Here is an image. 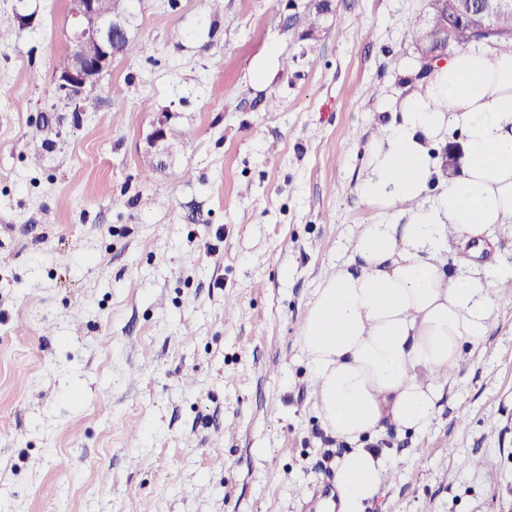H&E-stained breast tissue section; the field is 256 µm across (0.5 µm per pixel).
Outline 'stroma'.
I'll return each instance as SVG.
<instances>
[{"instance_id": "1", "label": "stroma", "mask_w": 512, "mask_h": 512, "mask_svg": "<svg viewBox=\"0 0 512 512\" xmlns=\"http://www.w3.org/2000/svg\"><path fill=\"white\" fill-rule=\"evenodd\" d=\"M129 0L131 50L74 111L67 0H0V512H310L350 444L300 327L383 211L367 149L425 0ZM194 132L165 171L156 113ZM362 512H512V288Z\"/></svg>"}]
</instances>
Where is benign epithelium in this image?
Returning <instances> with one entry per match:
<instances>
[{"label": "benign epithelium", "instance_id": "1", "mask_svg": "<svg viewBox=\"0 0 512 512\" xmlns=\"http://www.w3.org/2000/svg\"><path fill=\"white\" fill-rule=\"evenodd\" d=\"M65 37L72 53L57 71V90L61 98L84 110L85 92L99 81L103 70L116 56L115 47L129 40V20L116 13L105 0H72ZM177 119L174 112H160L146 138V154L155 168H164L171 157L169 126Z\"/></svg>", "mask_w": 512, "mask_h": 512}]
</instances>
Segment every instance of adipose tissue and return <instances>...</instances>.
Wrapping results in <instances>:
<instances>
[{
    "label": "adipose tissue",
    "mask_w": 512,
    "mask_h": 512,
    "mask_svg": "<svg viewBox=\"0 0 512 512\" xmlns=\"http://www.w3.org/2000/svg\"><path fill=\"white\" fill-rule=\"evenodd\" d=\"M452 131L447 174L434 153ZM358 193L390 218L361 225L300 331L323 424L352 445L336 470L340 512H361L393 466L359 440L431 424L512 281V268L488 263L451 272L448 247L483 250L493 225L512 223V53L468 48L428 70L378 126Z\"/></svg>",
    "instance_id": "adipose-tissue-1"
}]
</instances>
